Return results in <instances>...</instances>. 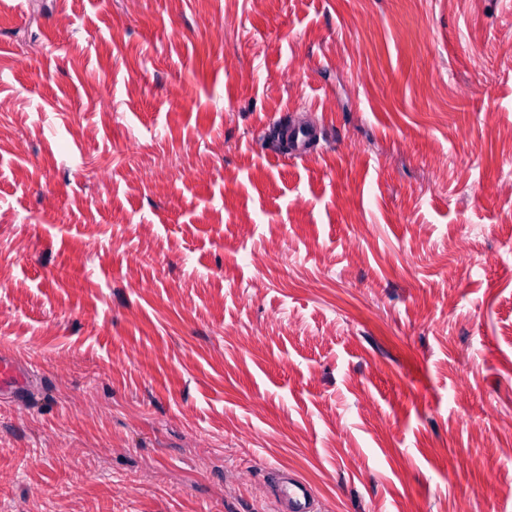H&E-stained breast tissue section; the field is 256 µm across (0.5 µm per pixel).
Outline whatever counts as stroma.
<instances>
[{"label": "stroma", "instance_id": "obj_1", "mask_svg": "<svg viewBox=\"0 0 512 512\" xmlns=\"http://www.w3.org/2000/svg\"><path fill=\"white\" fill-rule=\"evenodd\" d=\"M0 349L16 512H512V0H0ZM280 134L288 141L289 150L294 155H303L316 140V131L306 125L284 124ZM39 373L23 365L14 355L0 353V399L21 403L28 401L29 391ZM279 488L275 496V511L277 512H314L315 492L312 486L300 479H288V474L272 469Z\"/></svg>", "mask_w": 512, "mask_h": 512}]
</instances>
